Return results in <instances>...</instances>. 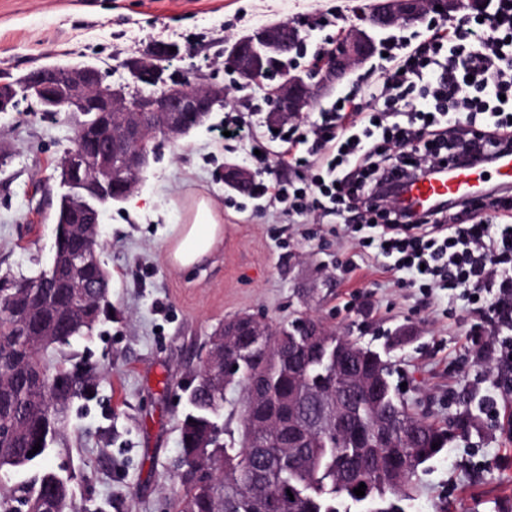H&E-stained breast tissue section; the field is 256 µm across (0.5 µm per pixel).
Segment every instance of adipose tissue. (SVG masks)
Wrapping results in <instances>:
<instances>
[{"instance_id": "ef3b65f1", "label": "adipose tissue", "mask_w": 512, "mask_h": 512, "mask_svg": "<svg viewBox=\"0 0 512 512\" xmlns=\"http://www.w3.org/2000/svg\"><path fill=\"white\" fill-rule=\"evenodd\" d=\"M224 238L223 216L215 202L204 195L186 206L182 222L168 242L170 265L189 270L204 264Z\"/></svg>"}]
</instances>
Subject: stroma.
<instances>
[{
    "mask_svg": "<svg viewBox=\"0 0 512 512\" xmlns=\"http://www.w3.org/2000/svg\"><path fill=\"white\" fill-rule=\"evenodd\" d=\"M368 0H0V79L45 65L90 63L108 83L135 90L128 59L156 43L180 47L167 72L196 86L229 90L227 104L185 138L163 143L137 191L106 206L102 258L111 275L112 318L76 359L99 366L98 394L74 400L68 433L50 464L74 477V512H172L184 384L225 319L252 315L274 328L302 315L381 353L398 399L445 426L470 413L476 427L414 479L404 512H512V387L497 382L487 312L440 290L408 286L377 246L375 229L343 233L337 218L288 215L284 204L240 194L224 169H255L286 150L266 122V84L241 86L224 67V47L278 22L305 25L315 52ZM377 56L322 95L367 102L366 86L396 65ZM248 124L252 143L219 138L227 121ZM75 115L41 111L33 100L0 113V276L33 278L53 256L57 164L73 147ZM195 195L224 213V239L210 259L179 271L166 257L172 225ZM498 399L496 412L482 404Z\"/></svg>",
    "mask_w": 512,
    "mask_h": 512,
    "instance_id": "1",
    "label": "stroma"
}]
</instances>
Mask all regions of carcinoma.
Returning a JSON list of instances; mask_svg holds the SVG:
<instances>
[{
    "label": "carcinoma",
    "mask_w": 512,
    "mask_h": 512,
    "mask_svg": "<svg viewBox=\"0 0 512 512\" xmlns=\"http://www.w3.org/2000/svg\"><path fill=\"white\" fill-rule=\"evenodd\" d=\"M80 235L78 224H56L49 268L23 280L26 288L18 295L0 288V424L13 430L0 439V471L6 476L0 479V512H10L18 497L30 512H43L47 501L54 502L55 512H71L72 477L48 468L20 482L9 475L44 462L64 439L72 401L96 394V366L64 353L72 340L92 335L112 310L102 251L85 252ZM84 255L87 287L77 288L69 260ZM338 341L336 364L348 365L352 392L341 442L307 428L320 404L339 394L336 369L322 343L241 358V374L259 379L265 395L250 408L241 406L240 446L220 442L206 458L198 457V445L221 428L224 377L199 369V392L180 421L174 512H350L351 504L410 497L412 476L448 447L447 428L410 413L397 400L386 369L378 393H371L367 386L377 380L380 353L347 336ZM357 346L362 354L354 359L350 350ZM54 372L67 375L72 385L48 405L40 377ZM379 421L392 428L411 422L419 433L406 443L376 441L371 431ZM37 443L41 449L29 454ZM362 483L365 495L358 497L353 490Z\"/></svg>",
    "instance_id": "carcinoma-1"
}]
</instances>
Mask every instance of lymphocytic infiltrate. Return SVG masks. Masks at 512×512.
<instances>
[{
  "mask_svg": "<svg viewBox=\"0 0 512 512\" xmlns=\"http://www.w3.org/2000/svg\"><path fill=\"white\" fill-rule=\"evenodd\" d=\"M494 14L448 25L409 48L370 90L369 106L380 115L375 126L342 122L334 103L320 108V137L290 138L273 162L259 156L260 194L298 215L341 202L357 223L369 224L373 200L393 178L456 160L462 149L493 156L512 146V0H499ZM316 155L325 175L315 182L321 196L312 204L304 202L305 189L288 192L269 176L275 166L308 167ZM377 240L409 285L423 282L467 299L492 296V347L501 362L512 361L511 224H457L444 206L414 222L392 209Z\"/></svg>",
  "mask_w": 512,
  "mask_h": 512,
  "instance_id": "f902f5d3",
  "label": "lymphocytic infiltrate"
}]
</instances>
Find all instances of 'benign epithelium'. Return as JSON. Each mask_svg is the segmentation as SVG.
I'll use <instances>...</instances> for the list:
<instances>
[{
	"instance_id": "obj_1",
	"label": "benign epithelium",
	"mask_w": 512,
	"mask_h": 512,
	"mask_svg": "<svg viewBox=\"0 0 512 512\" xmlns=\"http://www.w3.org/2000/svg\"><path fill=\"white\" fill-rule=\"evenodd\" d=\"M491 0H373L354 11V20L336 35L330 46L316 53L310 65L300 70L288 66L286 80L266 91V122L279 127L303 119L318 97L332 89L355 68L378 52L376 36L399 26L415 28L428 18L462 21L472 15L487 16ZM442 10H437V7ZM169 45L155 44L130 64L137 82H150L149 93L125 95L122 89H106L100 70L91 64L48 65L29 72L16 82L0 81V112L18 105L17 96L37 100L45 112H73L82 116L79 129L90 147L69 151L59 163L61 184L68 188L69 207L64 224H87L98 228L105 203L126 199L138 186L139 175L150 162L144 149L148 133L157 126L172 136L184 137L204 125L215 106L227 103L228 89L208 83L191 87L155 68L156 60L180 55ZM306 53L303 26L293 22L267 25L240 37L224 48V67L260 83L270 60H296ZM224 182L233 190L253 191L255 176L245 168H224ZM239 322L245 335L259 346L271 345V326L251 315ZM236 362L224 356V387L237 382L254 400L263 391L254 381L237 378ZM318 431L339 436L344 430L340 410L323 409L316 419Z\"/></svg>"
}]
</instances>
